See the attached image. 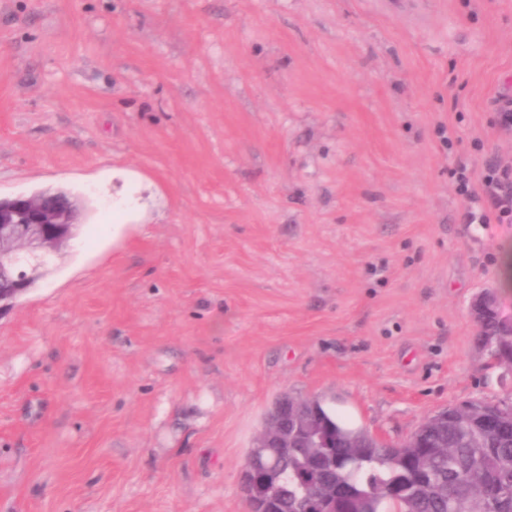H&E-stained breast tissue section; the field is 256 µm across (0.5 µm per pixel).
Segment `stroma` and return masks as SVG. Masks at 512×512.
<instances>
[{"label": "stroma", "mask_w": 512, "mask_h": 512, "mask_svg": "<svg viewBox=\"0 0 512 512\" xmlns=\"http://www.w3.org/2000/svg\"><path fill=\"white\" fill-rule=\"evenodd\" d=\"M512 0H0V198L78 234L0 317V512H248L280 395L392 444L512 401ZM483 193L498 213L499 221L512 222V177L507 171L490 169L482 179ZM500 311L498 297L491 291L481 294L471 306V315L478 327L488 316L501 314ZM509 328L512 333V324L509 327L508 318H493L487 325L479 327V339L489 356L496 362L499 346L506 344L510 339V336H502L509 331Z\"/></svg>", "instance_id": "stroma-1"}]
</instances>
